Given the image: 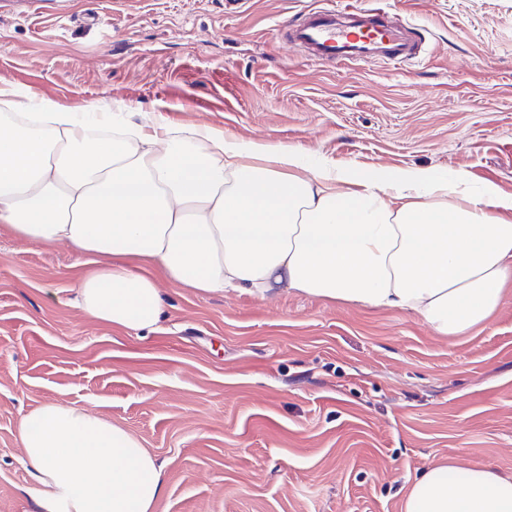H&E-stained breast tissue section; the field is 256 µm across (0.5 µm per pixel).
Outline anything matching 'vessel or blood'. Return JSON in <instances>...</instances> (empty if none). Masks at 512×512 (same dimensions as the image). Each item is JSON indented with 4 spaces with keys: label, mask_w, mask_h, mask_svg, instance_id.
Returning <instances> with one entry per match:
<instances>
[{
    "label": "vessel or blood",
    "mask_w": 512,
    "mask_h": 512,
    "mask_svg": "<svg viewBox=\"0 0 512 512\" xmlns=\"http://www.w3.org/2000/svg\"><path fill=\"white\" fill-rule=\"evenodd\" d=\"M279 29L290 43L306 45L320 59L342 63L381 53L399 60L407 53L402 26L393 23L385 8L312 7L301 22L284 18Z\"/></svg>",
    "instance_id": "obj_1"
}]
</instances>
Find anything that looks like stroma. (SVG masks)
Instances as JSON below:
<instances>
[{"label": "stroma", "mask_w": 512, "mask_h": 512, "mask_svg": "<svg viewBox=\"0 0 512 512\" xmlns=\"http://www.w3.org/2000/svg\"><path fill=\"white\" fill-rule=\"evenodd\" d=\"M321 0H0L19 111L96 105L147 132L209 128L364 172H464L512 196V0H381L401 62L335 65L278 32ZM165 302L126 331L73 303L64 243L0 229V512H35L23 414L76 403L160 463L153 512H403L434 462L512 473V283L462 337L410 313L284 292L205 294L130 259Z\"/></svg>", "instance_id": "obj_1"}]
</instances>
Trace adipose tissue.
<instances>
[{"mask_svg": "<svg viewBox=\"0 0 512 512\" xmlns=\"http://www.w3.org/2000/svg\"><path fill=\"white\" fill-rule=\"evenodd\" d=\"M37 106L33 119L0 115V224L91 257L74 302L107 325L140 331L164 315L128 256L204 293L295 291L412 312L444 336L488 320L512 282V197L472 192L463 174L307 167L297 149L206 128L110 136L108 113ZM19 436L37 512H152L163 493L155 457L86 407L46 402ZM403 512H512V476L434 463Z\"/></svg>", "mask_w": 512, "mask_h": 512, "instance_id": "adipose-tissue-1", "label": "adipose tissue"}]
</instances>
